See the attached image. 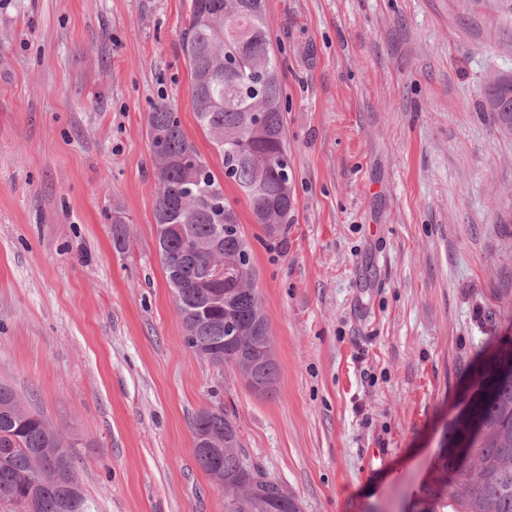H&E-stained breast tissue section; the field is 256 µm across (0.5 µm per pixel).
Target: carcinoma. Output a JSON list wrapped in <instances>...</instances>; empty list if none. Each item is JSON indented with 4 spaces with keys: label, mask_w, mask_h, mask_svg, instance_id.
Segmentation results:
<instances>
[{
    "label": "carcinoma",
    "mask_w": 512,
    "mask_h": 512,
    "mask_svg": "<svg viewBox=\"0 0 512 512\" xmlns=\"http://www.w3.org/2000/svg\"><path fill=\"white\" fill-rule=\"evenodd\" d=\"M182 47L192 77L199 125L227 175L252 207L265 234L275 237L292 210L281 67L269 34L265 0H191ZM489 111L512 122V81L491 82ZM157 194L158 251L192 352L239 369L254 391L272 390L277 366L269 319L255 286L251 246L224 187L184 134L169 105L148 119ZM224 258V304L211 305L201 282ZM512 350L479 375V397L455 438L477 449L473 459L441 454L420 512L440 504L453 512H512ZM192 431L205 437L196 456L213 484L224 482V512H301L296 497L259 467L246 464L238 431L220 409H203ZM71 442L14 390L0 383V504L22 512H98L79 480L37 472L39 448Z\"/></svg>",
    "instance_id": "cac0c4a2"
}]
</instances>
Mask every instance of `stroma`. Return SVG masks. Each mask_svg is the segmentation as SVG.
<instances>
[{"label":"stroma","mask_w":512,"mask_h":512,"mask_svg":"<svg viewBox=\"0 0 512 512\" xmlns=\"http://www.w3.org/2000/svg\"><path fill=\"white\" fill-rule=\"evenodd\" d=\"M294 206L233 183L277 378L184 341L148 116L214 171L181 45L191 0H0V383L72 437L99 512H224L192 421H234L302 512H415L478 370L512 347V0H266ZM128 224L125 249L112 238ZM489 83L486 89L488 112L494 113L501 123L511 121L512 123V81Z\"/></svg>","instance_id":"obj_1"}]
</instances>
